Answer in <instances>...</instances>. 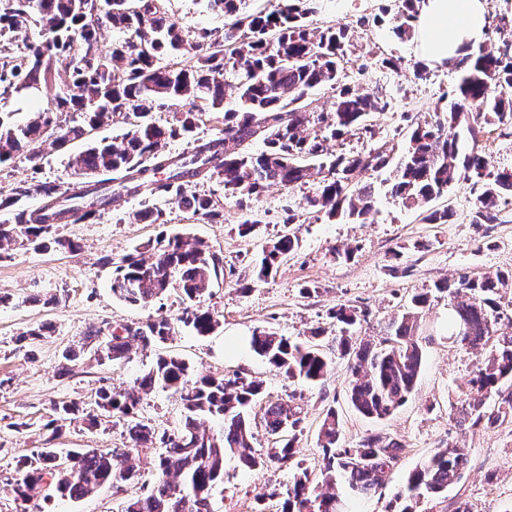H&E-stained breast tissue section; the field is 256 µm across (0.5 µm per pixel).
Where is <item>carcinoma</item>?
Wrapping results in <instances>:
<instances>
[{
    "mask_svg": "<svg viewBox=\"0 0 512 512\" xmlns=\"http://www.w3.org/2000/svg\"><path fill=\"white\" fill-rule=\"evenodd\" d=\"M208 2L224 13V31L217 36L186 33L163 0H0V40L11 45L37 25L45 31L43 42L26 43L19 54L0 43V100L40 95L62 57L69 68V92L48 100L27 124L15 126L0 118V165L26 151L32 160L43 145L58 150L109 122L126 126L120 144L92 140L69 160L71 175L83 180L78 192L68 195L49 183L18 185L7 195L0 192V210L23 198H42L38 208L17 213L16 223L0 225V244L13 242L34 251L60 245L62 241L52 237L55 224L81 223L122 192L173 197L194 215L217 221L222 212L212 198L185 192L189 179L218 180L224 196L240 205L272 184L291 188L312 182L315 192L302 199L300 208L329 219L359 221L373 210L375 199L373 187L355 182V174L384 169L392 172L391 195L406 208L422 209L426 224L448 223L450 209L428 204L459 181L480 187L471 222L496 223L499 202L512 198V169H490L476 142L486 125L512 127L509 44L496 52L468 48L454 62L459 73L454 101L442 115L417 123L399 153L383 144L366 153L337 155L330 150L331 142L372 133L369 115L388 106L380 96L355 92L344 82L347 27H311L315 0H272L271 8L253 11L245 8L247 0ZM417 2L399 0L393 32L400 39L415 28ZM105 27L121 29L128 37L105 48L98 38ZM183 57L191 58L193 65H181L178 59ZM325 86L334 92L332 109L317 112L311 95ZM228 88L239 101L237 110L224 109ZM184 100L189 107L176 108ZM156 109L171 112V118L154 119ZM204 112L215 114L224 125L221 136L193 139L186 152H166L168 142L192 139ZM463 135L475 146L462 156ZM259 139L264 149L255 153L250 147ZM106 173L117 178L97 179ZM135 218L167 223L165 210L155 204ZM297 246L293 235H281L253 266L252 281H266ZM110 263L116 297L146 305L177 288L188 305L174 320L159 316L138 327L95 331L89 337L92 346L62 353L61 374L74 373L86 353L101 364L126 358L135 343L163 344L177 323L199 336L214 332L218 321L202 299L210 294L221 260L202 243L166 234ZM511 284L512 270L481 278L462 276L452 285L435 286V292L449 298V338L478 354L458 408L460 422L471 427L491 429L512 421V336L497 335L503 315L497 295ZM430 302L429 291L412 295L407 311L387 324L383 336L358 341L354 333L367 321L368 311L347 304L331 309L336 351L351 360L349 401L363 416L390 417L414 392L423 358L417 340L419 311ZM324 332L313 328L310 341L300 343L259 329L251 347L285 377L318 384L326 378L329 361L314 339ZM157 390L172 393L181 405L182 419L172 432L158 433L139 415L143 399ZM263 393L258 377L235 373L194 379L184 359L159 353L129 388L101 387L96 393L101 413L89 416L88 426L115 418L125 425L129 445L70 449L65 469L51 463L57 449L47 446L18 457L15 477L7 485L15 499L32 501L37 512H46L55 494L80 499L106 485L124 491L144 477L138 449L154 448L152 481L143 493L123 502L121 512H214V493L224 485L230 456L248 469L274 465L292 471L281 512H345L337 484L353 497L383 486L403 444L369 435L348 446L341 440L336 410L329 408L318 437L322 467L315 480L296 458L303 434L302 393H293L286 402H268L257 416L253 407ZM489 398L494 399L491 407L486 406ZM79 411L74 402L56 407L57 418L47 423L51 436L59 430L57 423ZM211 418L223 421L217 433L207 427ZM258 426L271 442L262 453L253 447ZM467 465L463 446L450 443L438 449L409 474L408 497L447 492L461 482Z\"/></svg>",
    "mask_w": 512,
    "mask_h": 512,
    "instance_id": "cac0c4a2",
    "label": "carcinoma"
}]
</instances>
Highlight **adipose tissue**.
<instances>
[{"instance_id":"1","label":"adipose tissue","mask_w":512,"mask_h":512,"mask_svg":"<svg viewBox=\"0 0 512 512\" xmlns=\"http://www.w3.org/2000/svg\"><path fill=\"white\" fill-rule=\"evenodd\" d=\"M488 0H421L415 25L417 57L444 67L483 40L488 25Z\"/></svg>"}]
</instances>
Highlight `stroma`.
I'll list each match as a JSON object with an SVG mask.
<instances>
[{
  "label": "stroma",
  "instance_id": "stroma-1",
  "mask_svg": "<svg viewBox=\"0 0 512 512\" xmlns=\"http://www.w3.org/2000/svg\"><path fill=\"white\" fill-rule=\"evenodd\" d=\"M166 7L190 32L224 28L223 14L210 10L206 0H168ZM316 8L314 26L343 25L352 37L347 84L389 103L386 111L370 115L371 136L336 141L333 151L356 154L386 142L403 143L408 125L431 119L441 97L454 89L455 69L431 68L426 75L417 74L413 37L398 39L392 32L394 0H317ZM85 146V141L74 140L62 151L0 165V191L23 182H51L73 190L78 181L67 167V158ZM359 180L371 183L376 192L374 209L362 222L334 221L302 210L295 224H285L286 208L312 194L310 184L273 186L240 205L225 199L218 182H190L187 193L212 196L223 220L207 222L172 200L165 207V223L145 224L133 219L147 205L143 196L122 195L90 220L55 226V237L77 242L79 251L60 246L40 252L10 248L7 258L0 260V295L5 298L0 304V474L13 472L15 457L47 444L121 447L120 429L108 422L89 427L86 417L97 410L95 394L100 387L127 388L152 364L159 349L136 344L123 361L104 365L86 361L71 376L60 375V356L96 329L135 327L160 315L172 319L180 315L182 303L174 289L143 306L115 297L108 264L160 234L178 233L186 240L205 242L222 261L205 300L220 325L204 337L176 326L166 350L185 358L201 376L239 371L258 377L268 401H284L290 391L301 390L305 430L297 456L312 473H319L322 466L318 434L327 409H335L345 444H358L371 434L402 441L400 458L385 485L353 502L351 512H398L397 495L409 472L452 441L468 450L462 481L442 496L421 499L416 512H448L449 503L460 497L471 503L473 512H512V424L495 429L461 427L452 418L476 357L443 331L446 299L434 301L421 314L418 341L424 358L414 393L382 421L362 416L349 403V362L337 355L328 334L320 339L330 363L328 375L313 386L285 378L253 352L231 356L224 351L225 338L249 336L258 328L293 339L304 338L319 326L328 330L329 311L341 303L368 310L369 322L358 334L377 337L391 319L401 316L413 293L455 281L462 274L477 278L512 269V200L500 204L497 223H472L478 192L461 181L434 202L435 207L450 208L452 219L425 224L419 211L391 198L389 171H368ZM248 218L256 225L249 235H240L239 226ZM288 232L299 239L295 253L267 281L251 284L252 268L263 250ZM344 248L352 249L351 257L341 256ZM307 286L312 287V295H304ZM45 322L53 326L50 336L33 344L21 342L24 331ZM62 401L78 402L82 412L64 421L54 435L46 425L55 417L54 406ZM291 483L288 469L246 470L229 462L224 490L214 497L215 512H253L256 494L264 491L271 494L265 502L267 512H280L281 495ZM139 492L135 484L121 495L106 487L78 501L54 499L49 509L118 512L123 498Z\"/></svg>",
  "mask_w": 512,
  "mask_h": 512
}]
</instances>
